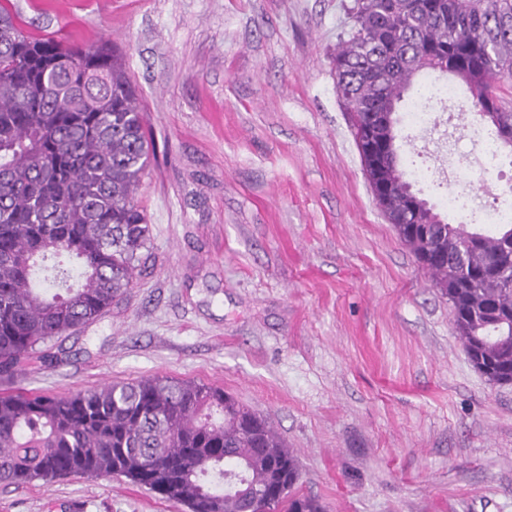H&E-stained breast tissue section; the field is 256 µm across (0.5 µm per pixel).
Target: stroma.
Instances as JSON below:
<instances>
[{
    "mask_svg": "<svg viewBox=\"0 0 512 512\" xmlns=\"http://www.w3.org/2000/svg\"><path fill=\"white\" fill-rule=\"evenodd\" d=\"M28 29L126 57L156 159L133 288L0 391L160 375L264 416L324 512H512V384L470 362L452 308L377 206L330 58L352 0H11ZM397 114L413 189L450 218L454 156ZM0 512H187L123 477L0 486Z\"/></svg>",
    "mask_w": 512,
    "mask_h": 512,
    "instance_id": "1",
    "label": "stroma"
}]
</instances>
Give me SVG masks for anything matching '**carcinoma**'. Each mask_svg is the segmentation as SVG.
<instances>
[{
	"instance_id": "obj_1",
	"label": "carcinoma",
	"mask_w": 512,
	"mask_h": 512,
	"mask_svg": "<svg viewBox=\"0 0 512 512\" xmlns=\"http://www.w3.org/2000/svg\"><path fill=\"white\" fill-rule=\"evenodd\" d=\"M333 58L374 199L448 299L463 346L495 385L512 376V224L446 222L413 191L397 112L423 70L463 81L469 112L512 148V0H354ZM140 98L115 47L29 31L0 4V379L36 346L102 316L133 286L150 228ZM62 252L68 266L56 261ZM120 476L189 512H265L248 492L288 486L275 512H323L297 457L224 388L153 376L68 396L0 393V484Z\"/></svg>"
}]
</instances>
